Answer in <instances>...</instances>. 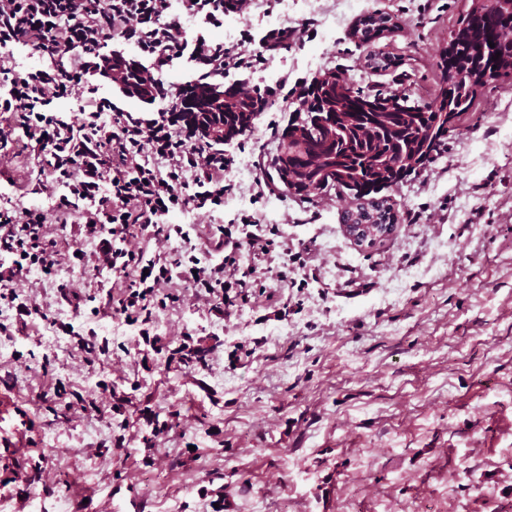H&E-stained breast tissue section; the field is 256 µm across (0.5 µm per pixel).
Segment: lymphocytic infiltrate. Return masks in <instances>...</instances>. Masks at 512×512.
Masks as SVG:
<instances>
[{"label": "lymphocytic infiltrate", "mask_w": 512, "mask_h": 512, "mask_svg": "<svg viewBox=\"0 0 512 512\" xmlns=\"http://www.w3.org/2000/svg\"><path fill=\"white\" fill-rule=\"evenodd\" d=\"M185 15L222 27L224 0H0V82L8 88L0 112L9 115L0 128V167L26 152L36 160L29 173L33 193H43L49 175L63 186L52 210L78 214L74 230L93 244L90 260L101 275L96 292L87 291L78 272L83 259L74 247L59 249L49 212L0 195V305L15 312L13 322H0L1 336H14L43 314L23 294L27 275L37 271L50 280L66 266L73 274L58 286L63 301L99 303L103 312L138 325L144 344L164 354L167 365L202 373L223 347L220 337L206 345L189 333L167 341L153 332L157 311L184 301L170 283H184L195 300L212 303L219 314L255 299L258 282L252 271L241 270L239 253H268L277 228L258 226L248 215L241 219L247 232L240 238L219 224L217 244L208 251L167 221L186 209L210 217L223 208L230 161L212 130L183 109L191 83L173 85L159 69L184 56L206 76L250 69L282 49L294 30L274 28L260 39L246 30L240 42L227 44L202 34L189 37ZM115 40L154 61L141 69L142 89L156 108L152 118L134 116L97 94L101 83L125 86L127 59L108 48ZM249 43L255 51H246ZM18 49L38 55L42 65L18 68ZM62 101L77 102L80 120L58 111ZM176 237L182 245L169 251ZM114 277L122 282L117 295L110 286Z\"/></svg>", "instance_id": "f902f5d3"}]
</instances>
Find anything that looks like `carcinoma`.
<instances>
[{
	"label": "carcinoma",
	"instance_id": "cac0c4a2",
	"mask_svg": "<svg viewBox=\"0 0 512 512\" xmlns=\"http://www.w3.org/2000/svg\"><path fill=\"white\" fill-rule=\"evenodd\" d=\"M512 24V0H472L451 34L448 46L463 50L443 52L440 67L448 74V85L425 103H409L398 86L404 74L394 80L391 90L354 88L343 72L327 73L303 86L289 105L293 107L286 126L277 132V148L271 168L288 194L306 197L308 187L328 171L338 177V189L356 185L367 199L365 221L377 223L376 214L388 215V223H399L389 199L379 196L387 188L373 179L375 168L397 163L418 154L427 163L432 152L448 137V114L465 115L480 89L499 81H512V43L501 40L500 29ZM395 28L392 16L372 11L364 14L353 29V37L366 51L365 66L374 72L397 66L392 58L373 49L374 42ZM495 47H490L489 43ZM499 55L494 60L492 56ZM268 105L245 95L229 84L210 79L201 85L185 109L202 116V121L227 137L244 136L252 128L250 117L259 116ZM344 112L352 113L348 124L340 122ZM318 115L316 135L304 143L288 141L290 128L299 119ZM296 181L288 183V175Z\"/></svg>",
	"mask_w": 512,
	"mask_h": 512
}]
</instances>
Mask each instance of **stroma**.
<instances>
[{
	"instance_id": "obj_1",
	"label": "stroma",
	"mask_w": 512,
	"mask_h": 512,
	"mask_svg": "<svg viewBox=\"0 0 512 512\" xmlns=\"http://www.w3.org/2000/svg\"><path fill=\"white\" fill-rule=\"evenodd\" d=\"M470 4L362 0L360 13L394 17L396 29L376 46L398 58L410 99L440 94V53ZM338 8L320 0L307 14L310 31L229 80L294 86L339 68L355 87H390L392 72L363 68L349 37L355 17L328 32ZM296 23V5L275 0L237 17L226 39ZM288 118L287 100L278 99L253 131L225 145L233 189L213 223L192 212L170 218L194 237L254 212L280 230L279 249L241 256L266 286L248 306L224 319L202 302L159 311L160 335L223 338L208 373L169 368L160 355L142 366L137 327L103 314L93 324L112 355L86 364L49 324L71 320V307L55 283L30 274L27 289L48 318L0 340V377L18 379L13 389L0 384V466L17 465L22 476L42 463L50 490L22 505L15 488L0 487V512H512V83L484 88L424 168L385 189L400 214L418 221L367 251L341 229L347 191L299 200L280 187L260 196L263 172L253 163L274 155L271 131ZM31 163L26 153L15 158L0 193L50 208L49 197L29 192ZM304 246L312 276L279 287L270 271L283 249ZM284 304L290 313L281 320ZM252 340L255 353L229 366L228 351ZM58 376L86 397L98 396L106 378L141 387L111 422L80 412L64 421L36 399ZM143 407L163 420L180 415V436L156 442L150 467L142 463L150 435L138 418ZM118 434L126 437L121 455H98Z\"/></svg>"
}]
</instances>
